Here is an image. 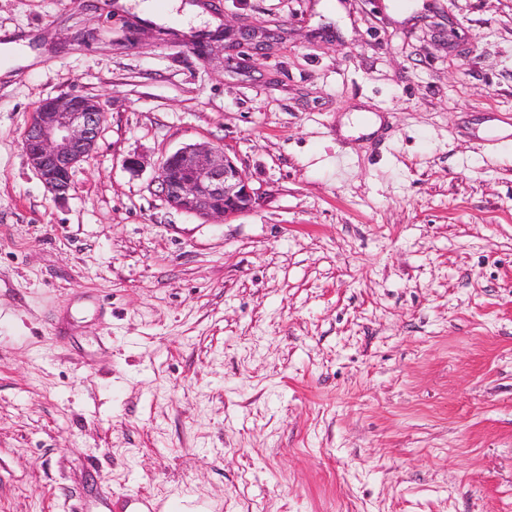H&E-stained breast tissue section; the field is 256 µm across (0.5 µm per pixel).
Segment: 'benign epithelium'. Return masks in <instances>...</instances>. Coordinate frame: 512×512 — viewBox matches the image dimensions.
I'll return each instance as SVG.
<instances>
[{
    "instance_id": "obj_1",
    "label": "benign epithelium",
    "mask_w": 512,
    "mask_h": 512,
    "mask_svg": "<svg viewBox=\"0 0 512 512\" xmlns=\"http://www.w3.org/2000/svg\"><path fill=\"white\" fill-rule=\"evenodd\" d=\"M106 110L79 95L44 102L23 136L27 160L55 197L67 195L72 171L95 150ZM157 182L174 209L203 218L228 220L252 210L258 200L233 158L220 147L189 144L167 155Z\"/></svg>"
}]
</instances>
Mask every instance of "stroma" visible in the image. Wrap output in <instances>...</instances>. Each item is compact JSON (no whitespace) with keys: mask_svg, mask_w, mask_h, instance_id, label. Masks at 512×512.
<instances>
[{"mask_svg":"<svg viewBox=\"0 0 512 512\" xmlns=\"http://www.w3.org/2000/svg\"><path fill=\"white\" fill-rule=\"evenodd\" d=\"M201 10L0 0L47 50L0 77V512H512V0ZM221 26L279 38L193 53ZM73 94L106 121L56 199L22 138ZM187 144L255 207H170ZM156 179L172 208L203 218L237 217L252 210L259 196L220 147L186 145L162 160Z\"/></svg>","mask_w":512,"mask_h":512,"instance_id":"obj_1","label":"stroma"}]
</instances>
